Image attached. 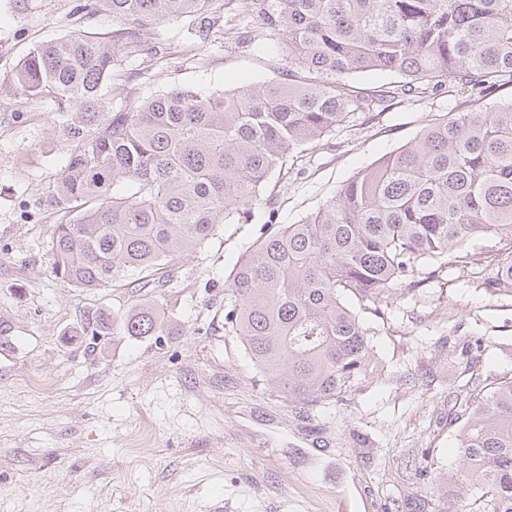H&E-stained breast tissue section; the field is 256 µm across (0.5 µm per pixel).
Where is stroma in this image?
Segmentation results:
<instances>
[{
	"label": "stroma",
	"mask_w": 512,
	"mask_h": 512,
	"mask_svg": "<svg viewBox=\"0 0 512 512\" xmlns=\"http://www.w3.org/2000/svg\"><path fill=\"white\" fill-rule=\"evenodd\" d=\"M80 2L0 0V85L38 42L78 24L112 31L111 16L77 19ZM288 66L273 37L243 48L218 34L153 60L135 86L142 97L178 84L209 94L284 79ZM473 107L459 93L354 113L292 179L270 182L251 223L220 225L177 258L168 285L86 291L51 265L46 187L65 161L49 142L52 116L0 95V512H391L396 499L455 493L436 477L408 480L406 463L460 471L448 427L469 377L460 352L480 339L471 356L482 377L512 376V290L490 287L487 270L413 273L383 316L360 313L379 377L310 412L271 395L225 333L224 281L269 223L300 222L430 120ZM144 298L168 335L90 348L95 317ZM40 374L58 387L32 388Z\"/></svg>",
	"instance_id": "stroma-1"
}]
</instances>
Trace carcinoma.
I'll list each match as a JSON object with an SVG mask.
<instances>
[{
    "label": "carcinoma",
    "instance_id": "1",
    "mask_svg": "<svg viewBox=\"0 0 512 512\" xmlns=\"http://www.w3.org/2000/svg\"><path fill=\"white\" fill-rule=\"evenodd\" d=\"M250 22L286 46L288 81L201 95L175 85L140 99L131 76L153 57L146 35L179 21L207 37L250 42ZM112 16L108 37L75 28L33 47L9 88L53 114L67 162L47 187L50 248L64 282L96 290L134 277L170 281V263L221 224H247L269 180L321 146L354 112H385L425 95L467 90L481 100L512 85V0H85ZM390 72L371 88L355 76ZM488 236L485 257L473 245ZM490 267L512 288V101L426 126L346 181L316 212L258 239L225 279L224 316L255 372L288 404L335 405L374 373L367 330L348 305L384 314L419 267ZM155 302L95 318L92 338L161 336ZM455 428L462 472L448 476L465 512H512V377L468 380ZM457 498L393 502L401 512H458Z\"/></svg>",
    "mask_w": 512,
    "mask_h": 512
}]
</instances>
